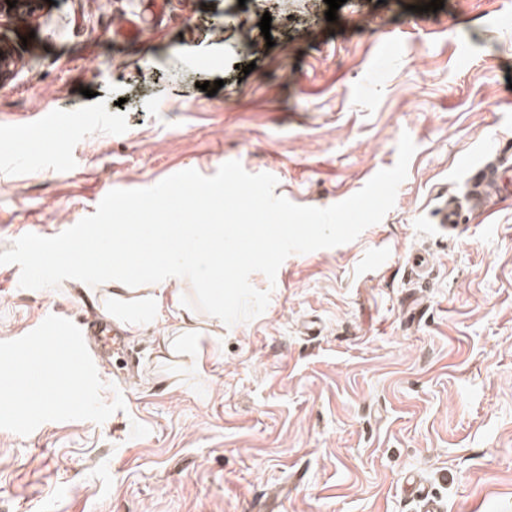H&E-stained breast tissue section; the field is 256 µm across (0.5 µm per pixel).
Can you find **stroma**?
<instances>
[{
	"instance_id": "obj_1",
	"label": "stroma",
	"mask_w": 512,
	"mask_h": 512,
	"mask_svg": "<svg viewBox=\"0 0 512 512\" xmlns=\"http://www.w3.org/2000/svg\"><path fill=\"white\" fill-rule=\"evenodd\" d=\"M421 3L344 0L330 22L325 0H55L0 22L20 58L0 87V252L230 160L324 208L393 167L402 133L416 145L382 221L253 273L270 300L251 320L196 311L192 350L162 346L174 310L144 306L141 272L114 302L0 265V512H420L410 471L445 512H512V0ZM118 15L143 36L117 38ZM467 162L507 181L450 230L436 209L465 197ZM99 312L143 325L73 378L43 338Z\"/></svg>"
}]
</instances>
